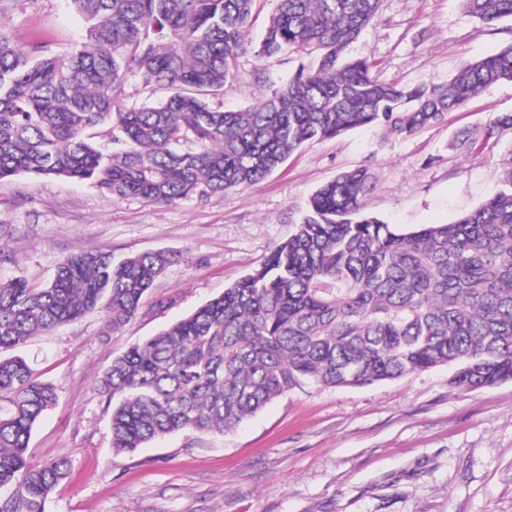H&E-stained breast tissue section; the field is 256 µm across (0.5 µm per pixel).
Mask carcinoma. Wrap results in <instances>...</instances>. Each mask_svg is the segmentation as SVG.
<instances>
[{"label":"carcinoma","instance_id":"carcinoma-1","mask_svg":"<svg viewBox=\"0 0 512 512\" xmlns=\"http://www.w3.org/2000/svg\"><path fill=\"white\" fill-rule=\"evenodd\" d=\"M86 38L67 51L0 32V179L88 182L169 205L263 181L304 145L372 126L412 134L512 82V41L444 84L381 83L346 48L379 0H279L256 53L298 55L288 81L240 109L238 79L259 0H71ZM487 25L512 0H462ZM138 76L156 102L127 103ZM369 167L311 195L295 232L256 270L158 333L129 344L96 388L114 454L184 432L227 433L306 383L343 388L447 366L449 384L512 381V160L481 206L401 232L364 212ZM172 255H66L53 279L0 281V512H48L71 462L33 464L34 426L58 397L14 353L89 313L116 331Z\"/></svg>","mask_w":512,"mask_h":512}]
</instances>
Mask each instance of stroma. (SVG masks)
I'll return each mask as SVG.
<instances>
[{"label": "stroma", "instance_id": "stroma-1", "mask_svg": "<svg viewBox=\"0 0 512 512\" xmlns=\"http://www.w3.org/2000/svg\"><path fill=\"white\" fill-rule=\"evenodd\" d=\"M0 24L22 46L67 50L85 24L70 0H0ZM512 41V21L487 25L461 0H380L347 55L384 83L448 81L460 67ZM239 79L224 104L244 107L294 71L292 56L240 52ZM512 113V82L483 91L462 112L411 135L371 128L303 147L261 183L173 205L115 199L93 185L18 175L0 180L6 238L0 279L41 286L69 253L115 257L170 251L174 259L140 311L119 331L91 313L20 349L35 374L58 387L27 449L31 462L67 457L70 477L50 512H512V382L477 390L436 368L365 387L306 385L230 434L186 432L117 456L110 411L95 380L129 343L154 335L245 274L295 231L313 192L337 174L371 166L367 212L401 231L448 224L482 204L512 158V129L485 137ZM471 134L461 155L454 142Z\"/></svg>", "mask_w": 512, "mask_h": 512}]
</instances>
